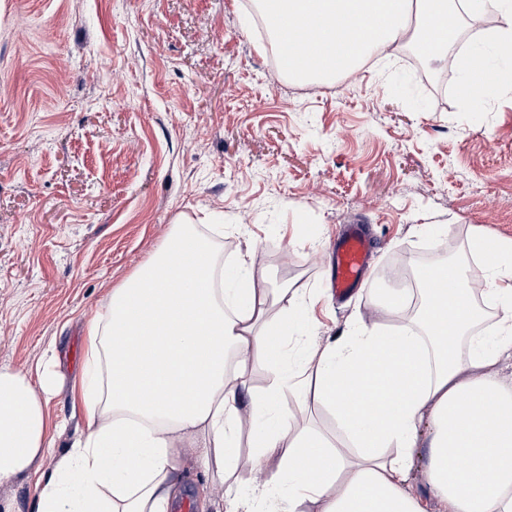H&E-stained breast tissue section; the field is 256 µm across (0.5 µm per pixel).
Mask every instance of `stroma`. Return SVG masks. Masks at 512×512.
<instances>
[{"instance_id": "obj_1", "label": "stroma", "mask_w": 512, "mask_h": 512, "mask_svg": "<svg viewBox=\"0 0 512 512\" xmlns=\"http://www.w3.org/2000/svg\"><path fill=\"white\" fill-rule=\"evenodd\" d=\"M252 0H0V368L37 379L52 455L85 428L72 386L87 328L178 224L224 262L248 255L327 343L379 317L331 292L340 225L376 242L365 283L406 251L459 260L512 242V92H474L457 28L429 65L408 42L354 75L299 82L256 29ZM184 498L221 501L195 453Z\"/></svg>"}]
</instances>
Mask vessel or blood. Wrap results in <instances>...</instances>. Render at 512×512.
Masks as SVG:
<instances>
[{"label": "vessel or blood", "mask_w": 512, "mask_h": 512, "mask_svg": "<svg viewBox=\"0 0 512 512\" xmlns=\"http://www.w3.org/2000/svg\"><path fill=\"white\" fill-rule=\"evenodd\" d=\"M374 242L365 225H342L336 239L333 288L345 297L358 288L367 274Z\"/></svg>", "instance_id": "1"}]
</instances>
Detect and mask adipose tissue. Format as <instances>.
Returning <instances> with one entry per match:
<instances>
[{
	"label": "adipose tissue",
	"mask_w": 512,
	"mask_h": 512,
	"mask_svg": "<svg viewBox=\"0 0 512 512\" xmlns=\"http://www.w3.org/2000/svg\"><path fill=\"white\" fill-rule=\"evenodd\" d=\"M285 72L327 78L358 67L399 39L480 11L501 20L492 41L512 53V0H255ZM312 26L315 49L298 54L284 33ZM92 323L80 379L87 430L35 484V512H173L182 495L184 447L224 484V512H423L410 472L428 451L427 484L443 512H512V392L492 369L512 351V243L473 237L449 264L451 288L419 283L424 303L383 299L400 317L388 332L358 324L350 336L309 343L313 323L291 308L275 319L247 265L217 273L213 239L179 224ZM486 271L489 287L469 281ZM493 312L497 328L477 325ZM266 363L264 390L248 359ZM313 396L334 413L353 451L344 453L301 413L277 412L283 393ZM249 427L254 460L279 457L267 485L244 494L233 474ZM50 449L45 409L23 374L0 368V485L27 474ZM280 488L281 496L269 494Z\"/></svg>",
	"instance_id": "1"
}]
</instances>
